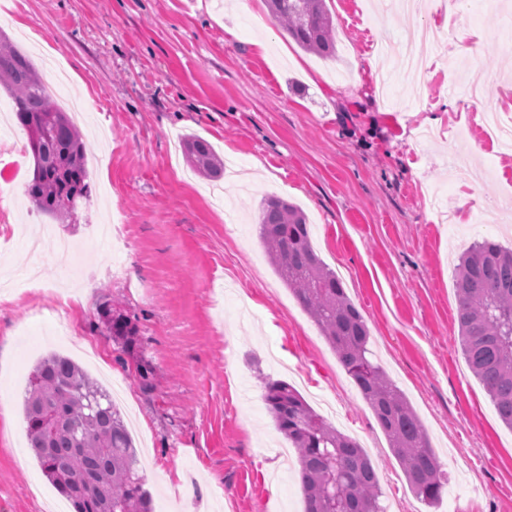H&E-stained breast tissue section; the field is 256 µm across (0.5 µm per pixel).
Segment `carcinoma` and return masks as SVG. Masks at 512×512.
<instances>
[{
	"label": "carcinoma",
	"instance_id": "carcinoma-1",
	"mask_svg": "<svg viewBox=\"0 0 512 512\" xmlns=\"http://www.w3.org/2000/svg\"><path fill=\"white\" fill-rule=\"evenodd\" d=\"M272 16L303 50L329 57L334 27L325 0H266ZM0 88L15 102L16 123L34 159L27 188L36 208L66 217L90 194L85 143L72 119L45 92L31 61L0 34ZM187 162L210 180L224 160L203 138L187 135ZM260 242L274 271L333 348L368 402L414 492L440 499L443 473L410 403L374 360L369 330L336 273L318 257L301 210L264 199ZM462 350L501 421L512 429V250L485 239L461 258L457 271ZM113 336L132 343L135 324L100 310ZM276 428L299 463L305 512H384L371 460L356 440L320 417L292 386L268 381L264 396ZM31 448L41 469L74 512H153L132 439L107 391L71 359L52 353L33 370L24 399Z\"/></svg>",
	"mask_w": 512,
	"mask_h": 512
}]
</instances>
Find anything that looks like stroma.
<instances>
[{
  "label": "stroma",
  "instance_id": "35a3bbf8",
  "mask_svg": "<svg viewBox=\"0 0 512 512\" xmlns=\"http://www.w3.org/2000/svg\"><path fill=\"white\" fill-rule=\"evenodd\" d=\"M258 0H0V30L86 112L91 195L56 218L25 190L34 161L0 144V512H48L22 404L49 353L103 388L131 434L154 512H304L297 453L264 383L293 386L370 457L386 512H512V430L464 358L458 257L512 247V152L488 116L512 107V0H439L415 16L383 0H327L336 55L301 50ZM428 61L381 64L416 24ZM485 29L481 42L458 31ZM235 171L195 175L180 138ZM305 212L312 244L370 330L448 478L438 502L407 483L372 410L259 240L266 196ZM489 209L461 206L463 196ZM105 267L115 277L102 276ZM88 291L74 314L62 296ZM128 316L133 345L99 308ZM152 381L144 386L138 368ZM194 490L186 499V490Z\"/></svg>",
  "mask_w": 512,
  "mask_h": 512
}]
</instances>
